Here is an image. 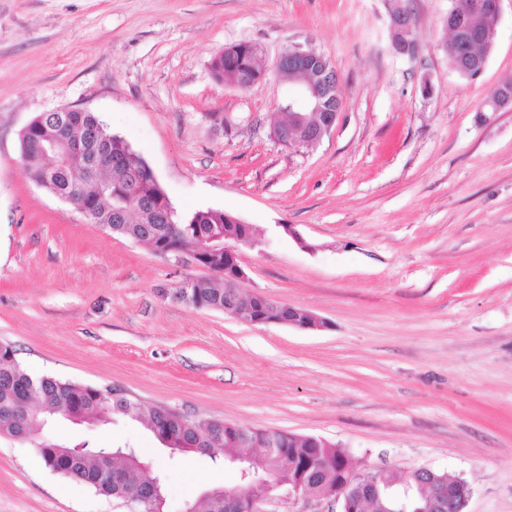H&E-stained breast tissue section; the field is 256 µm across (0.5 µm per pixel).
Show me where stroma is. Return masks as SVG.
<instances>
[{"mask_svg": "<svg viewBox=\"0 0 512 512\" xmlns=\"http://www.w3.org/2000/svg\"><path fill=\"white\" fill-rule=\"evenodd\" d=\"M450 0H0V344L35 374L114 386L252 430L336 443L357 471L428 467L472 490L467 512H512V0L477 78L448 64ZM409 11L416 59L391 45ZM255 44L267 77L211 68ZM335 66L341 114L315 147L282 145L277 56ZM59 107L95 113L149 165L178 211L250 224L246 292L310 311L321 330L251 325L175 300L203 268L110 233L38 187L20 134ZM49 438L130 446L166 478L165 512L235 472L170 456L137 421ZM0 437V512H128L33 468Z\"/></svg>", "mask_w": 512, "mask_h": 512, "instance_id": "stroma-1", "label": "stroma"}]
</instances>
